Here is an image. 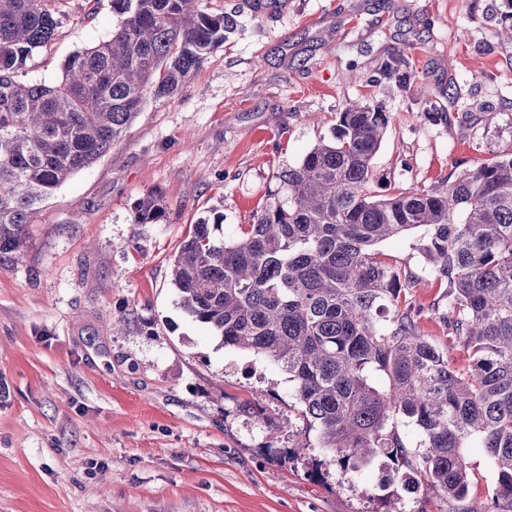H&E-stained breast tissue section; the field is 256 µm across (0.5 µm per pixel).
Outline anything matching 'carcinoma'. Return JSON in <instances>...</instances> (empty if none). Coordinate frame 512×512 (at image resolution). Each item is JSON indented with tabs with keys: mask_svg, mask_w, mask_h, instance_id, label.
Instances as JSON below:
<instances>
[{
	"mask_svg": "<svg viewBox=\"0 0 512 512\" xmlns=\"http://www.w3.org/2000/svg\"><path fill=\"white\" fill-rule=\"evenodd\" d=\"M50 0H0V261L54 191L102 158L150 98L171 97L224 44L234 20L204 0H112V36L77 51L52 84L20 80L58 26ZM389 119L366 104L339 115L333 138L278 171L279 188L233 237L199 218L171 269L185 312L222 345L280 366L320 450L345 473L387 460L407 492L461 500L465 448L497 472L494 512H512V155L461 171L425 192L371 190L372 161ZM149 194L134 223L157 224ZM422 229L419 250L447 282L448 346L399 313L410 272L376 250ZM469 362L455 367L448 347ZM384 376L378 389L370 373ZM420 429L408 448L394 418Z\"/></svg>",
	"mask_w": 512,
	"mask_h": 512,
	"instance_id": "cac0c4a2",
	"label": "carcinoma"
}]
</instances>
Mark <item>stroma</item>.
Masks as SVG:
<instances>
[{"label": "stroma", "instance_id": "35a3bbf8", "mask_svg": "<svg viewBox=\"0 0 512 512\" xmlns=\"http://www.w3.org/2000/svg\"><path fill=\"white\" fill-rule=\"evenodd\" d=\"M235 25L170 99L147 100L95 165L42 205L21 258L0 263V512H383L380 473L320 462L293 384L271 360L220 345L181 308L172 260L191 224L224 234L275 174L332 138L362 102L389 124L374 191L446 189L512 153V0H205ZM59 25L25 80L53 83L109 38L112 0H53ZM441 113L436 123L422 112ZM159 196L165 215L133 223ZM420 230L379 244L415 277L402 305L444 345L447 287ZM469 492L496 479L468 448ZM164 209L160 203V199L149 194L137 205L134 211V221L136 224H156L163 217Z\"/></svg>", "mask_w": 512, "mask_h": 512}]
</instances>
